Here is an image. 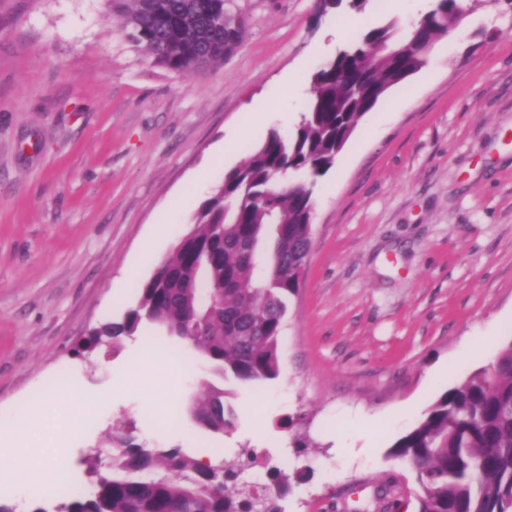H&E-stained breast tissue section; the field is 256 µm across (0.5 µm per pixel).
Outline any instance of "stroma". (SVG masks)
Masks as SVG:
<instances>
[{
    "label": "stroma",
    "mask_w": 512,
    "mask_h": 512,
    "mask_svg": "<svg viewBox=\"0 0 512 512\" xmlns=\"http://www.w3.org/2000/svg\"><path fill=\"white\" fill-rule=\"evenodd\" d=\"M390 4L234 0L237 52L182 75L152 66L105 0H0V458L54 450L86 491V460L115 432L228 461L246 443L291 458L283 512H418L392 445L512 342L507 0H462L455 29L319 179L278 378L224 379L152 327L80 349L135 304L225 171L271 130H295L318 67L372 28L402 37L421 17ZM172 361L184 369L173 387ZM209 384L233 411L218 437L187 412ZM74 389L94 411L65 433Z\"/></svg>",
    "instance_id": "1"
}]
</instances>
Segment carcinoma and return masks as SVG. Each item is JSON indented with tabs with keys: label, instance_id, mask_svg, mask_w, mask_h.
Masks as SVG:
<instances>
[{
	"label": "carcinoma",
	"instance_id": "cac0c4a2",
	"mask_svg": "<svg viewBox=\"0 0 512 512\" xmlns=\"http://www.w3.org/2000/svg\"><path fill=\"white\" fill-rule=\"evenodd\" d=\"M109 17L158 68L200 73L224 65L245 35L231 0H106ZM458 0H435L403 38L388 26L320 66L292 134L273 129L239 165L224 173L196 211L194 227L139 287L119 321L93 330L84 348L118 344L143 324L190 343L226 380L249 384L279 375L278 345L289 296L300 288L312 248L313 191L358 122L393 86L419 71L428 49L457 26ZM204 430L223 434L232 422L224 389L190 406ZM101 473L87 460L93 491L66 477L65 512H282L277 500L289 475L272 457L242 447L230 463L205 464L179 448H145L130 435ZM413 469L418 512H512V342L491 371L443 392L392 446ZM262 463L272 485L240 484L238 473Z\"/></svg>",
	"mask_w": 512,
	"mask_h": 512
}]
</instances>
